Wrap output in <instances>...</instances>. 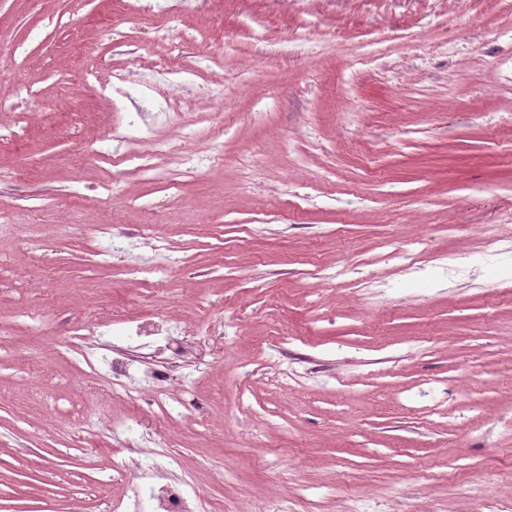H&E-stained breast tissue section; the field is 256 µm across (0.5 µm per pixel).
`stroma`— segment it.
<instances>
[{"label":"stroma","mask_w":512,"mask_h":512,"mask_svg":"<svg viewBox=\"0 0 512 512\" xmlns=\"http://www.w3.org/2000/svg\"><path fill=\"white\" fill-rule=\"evenodd\" d=\"M136 21L119 0H0V130L25 127L0 146V512H113L155 460L157 392L186 404L166 440L223 512H473L476 492L512 512V253L488 235L512 229V0H191L112 68L183 39L184 65L221 60V93L153 131L224 161L145 175L79 159L131 109L81 85ZM168 202L170 276L139 244L102 262L89 225L130 232ZM417 240L408 272L391 254ZM158 309L179 357L151 393L113 391L62 335Z\"/></svg>","instance_id":"stroma-1"}]
</instances>
